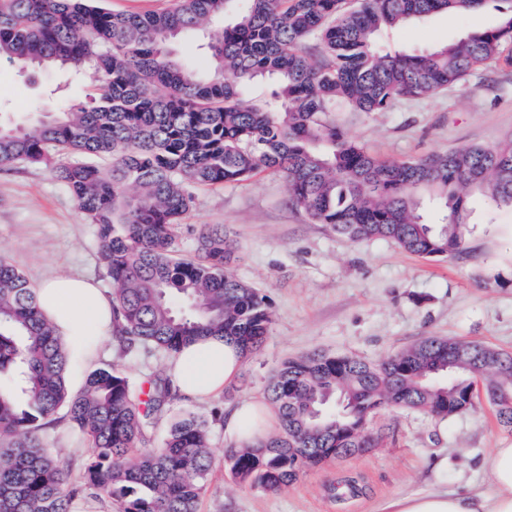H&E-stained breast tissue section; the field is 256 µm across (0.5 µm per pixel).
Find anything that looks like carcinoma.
<instances>
[{
	"mask_svg": "<svg viewBox=\"0 0 512 512\" xmlns=\"http://www.w3.org/2000/svg\"><path fill=\"white\" fill-rule=\"evenodd\" d=\"M485 2L176 0L162 11L114 13L102 0H0V60L20 74L35 64L89 66L96 83L86 103L30 125L0 124V164L49 167L95 226L123 353H176L205 336H230L248 357L268 335L272 312L231 271L230 233L204 228L198 259L173 257L195 191L270 170L285 178L295 207L353 241L390 239L425 258L457 252L471 191L512 206V140L388 161L351 139L332 112H388L511 59L512 0H497L496 28L430 50L383 51L374 41L385 29ZM197 30L209 33L207 67L170 50ZM265 76L276 83L256 97L254 81ZM422 192L445 209L442 222L425 219ZM461 345L428 337L380 363L327 354L284 361L267 386L280 432L227 450L231 472L275 491L345 448L353 456L376 447L366 427L376 410L449 418L473 406L479 386L505 390L492 405L512 431V352L487 345L501 361L477 356L449 381ZM69 364L35 289L0 255V512H70L84 493L114 512H198L212 465L208 421L184 416L162 447L139 449L171 381L136 383L112 363L91 371L73 395ZM62 408L89 445L78 481L39 434Z\"/></svg>",
	"mask_w": 512,
	"mask_h": 512,
	"instance_id": "obj_1",
	"label": "carcinoma"
}]
</instances>
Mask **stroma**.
<instances>
[{"mask_svg": "<svg viewBox=\"0 0 512 512\" xmlns=\"http://www.w3.org/2000/svg\"><path fill=\"white\" fill-rule=\"evenodd\" d=\"M495 0L468 13H441L413 26L384 31L385 50H428L473 32L497 26ZM91 73L56 70L20 76L0 62V122L33 117L36 104L86 100ZM336 122L369 153L387 160H413L469 145L492 148L512 138V63L481 66L466 80L440 94L402 100L388 112L341 109ZM221 224L237 248L233 273L257 288L271 305L265 342L241 374L205 403L171 395L142 440L161 447L180 414L206 417L213 464L199 512H377L386 500L428 490L454 491L463 484L488 487L482 459L512 445L494 408L476 398L469 410L450 419L389 408L372 414L376 448L342 461L303 471L296 481L269 492L234 480L224 460L238 440L224 431L228 411L246 399L264 400L273 371L287 359L313 353L352 355L377 362L427 336L475 340L512 351V207L497 206L481 193L469 197L459 252L422 258L389 239L351 241L313 223L294 207L283 178L266 170L237 185L202 188L177 230V257L193 259L202 226ZM94 227L76 208L65 187L42 165L0 166V253L32 286L58 272L95 279L104 292L112 282L98 261ZM122 363L134 380L166 373L168 356L143 351L121 358L117 342L96 350L92 361L72 360L71 392L87 374L108 363ZM46 447L73 466L88 451L66 420L41 433ZM355 483L353 495L336 489Z\"/></svg>", "mask_w": 512, "mask_h": 512, "instance_id": "1", "label": "stroma"}]
</instances>
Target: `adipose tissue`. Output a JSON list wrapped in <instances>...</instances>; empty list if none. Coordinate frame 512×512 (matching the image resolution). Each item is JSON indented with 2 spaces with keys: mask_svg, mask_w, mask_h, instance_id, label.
I'll list each match as a JSON object with an SVG mask.
<instances>
[{
  "mask_svg": "<svg viewBox=\"0 0 512 512\" xmlns=\"http://www.w3.org/2000/svg\"><path fill=\"white\" fill-rule=\"evenodd\" d=\"M37 297L42 312L76 356H89L90 344L111 338L112 301L90 280L59 275L41 284ZM243 361L235 344L209 337L177 352L169 373L181 395L204 401L239 375ZM482 467L493 478L489 489L467 485L452 492L396 496L384 502L379 512H512V447L493 449L483 458Z\"/></svg>",
  "mask_w": 512,
  "mask_h": 512,
  "instance_id": "ef3b65f1",
  "label": "adipose tissue"
}]
</instances>
